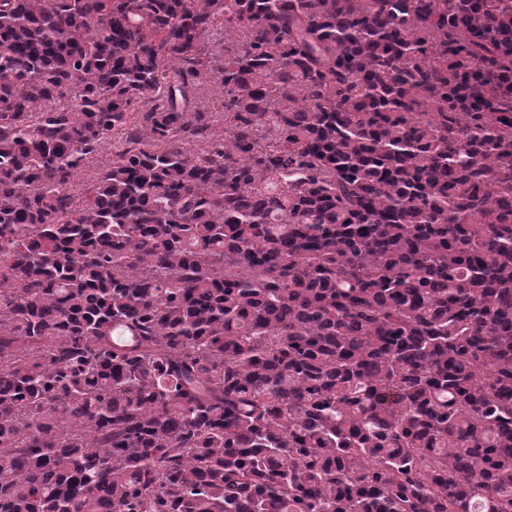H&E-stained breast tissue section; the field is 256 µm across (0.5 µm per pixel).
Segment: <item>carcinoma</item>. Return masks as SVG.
<instances>
[{"instance_id": "cac0c4a2", "label": "carcinoma", "mask_w": 512, "mask_h": 512, "mask_svg": "<svg viewBox=\"0 0 512 512\" xmlns=\"http://www.w3.org/2000/svg\"><path fill=\"white\" fill-rule=\"evenodd\" d=\"M0 512H512V0H0Z\"/></svg>"}]
</instances>
